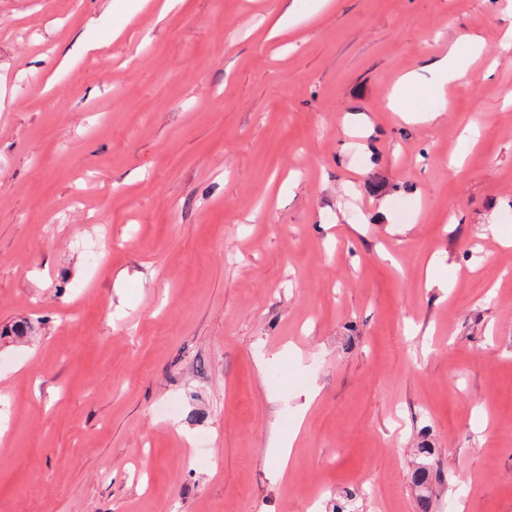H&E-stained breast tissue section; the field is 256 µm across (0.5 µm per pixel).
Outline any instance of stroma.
I'll return each mask as SVG.
<instances>
[{"label":"stroma","mask_w":512,"mask_h":512,"mask_svg":"<svg viewBox=\"0 0 512 512\" xmlns=\"http://www.w3.org/2000/svg\"><path fill=\"white\" fill-rule=\"evenodd\" d=\"M283 3L0 0V512H512V15ZM428 71L431 74V80L428 84H422L420 77L416 72L405 74L402 79L403 87L408 91L407 97L402 102L390 99L389 105L398 109L400 112H427V120L432 122L436 120L442 112L450 105L448 99V87L461 83L475 84L481 79L478 72L470 70L464 63V57L459 56L451 48L447 55L433 61L429 64ZM433 97L434 105L439 101L441 108H426L423 102L425 96ZM418 451L425 459L413 471L412 480L416 486L422 488V493L418 499L419 512H431L432 502L429 487L432 486L433 479L436 483H440L442 475L440 470L434 471L430 467L432 463L429 462V458L432 455V449L418 448Z\"/></svg>","instance_id":"1"}]
</instances>
